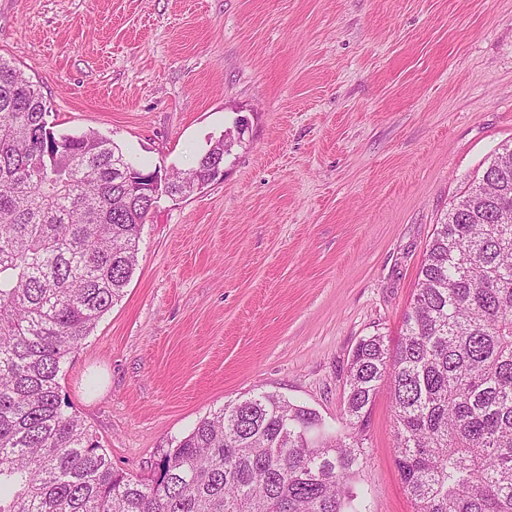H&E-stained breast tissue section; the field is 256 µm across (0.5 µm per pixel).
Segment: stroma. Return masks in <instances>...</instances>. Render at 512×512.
I'll use <instances>...</instances> for the list:
<instances>
[{"label":"stroma","mask_w":512,"mask_h":512,"mask_svg":"<svg viewBox=\"0 0 512 512\" xmlns=\"http://www.w3.org/2000/svg\"><path fill=\"white\" fill-rule=\"evenodd\" d=\"M0 57L56 132L191 169L249 127L224 176L162 196L122 298L59 374L115 470L252 393L342 432L358 341L396 340L436 224L512 142V0H0ZM360 473L412 512L387 391Z\"/></svg>","instance_id":"35a3bbf8"}]
</instances>
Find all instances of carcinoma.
I'll return each instance as SVG.
<instances>
[{"label":"carcinoma","mask_w":512,"mask_h":512,"mask_svg":"<svg viewBox=\"0 0 512 512\" xmlns=\"http://www.w3.org/2000/svg\"><path fill=\"white\" fill-rule=\"evenodd\" d=\"M49 104L0 58V512H373L356 486L369 417L390 389L396 465L414 512H512V146L448 208L393 346L361 339L342 419L269 393L224 404L126 476L60 394L65 357L123 295L151 175L112 139L57 135ZM231 135L190 172L212 183Z\"/></svg>","instance_id":"carcinoma-1"}]
</instances>
